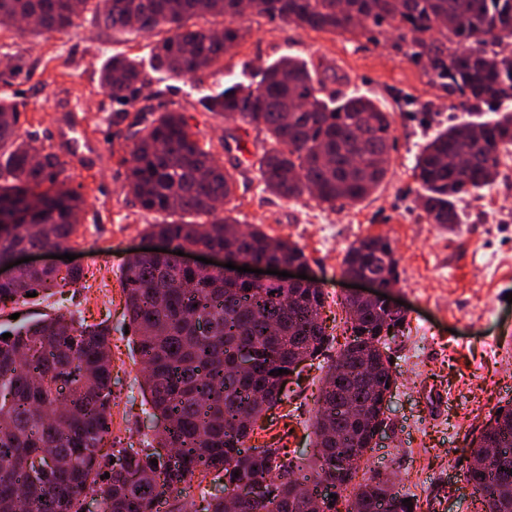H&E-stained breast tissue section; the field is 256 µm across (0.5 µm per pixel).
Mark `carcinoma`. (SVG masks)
I'll use <instances>...</instances> for the list:
<instances>
[{"label": "carcinoma", "instance_id": "1", "mask_svg": "<svg viewBox=\"0 0 512 512\" xmlns=\"http://www.w3.org/2000/svg\"><path fill=\"white\" fill-rule=\"evenodd\" d=\"M254 15L314 31L357 33L342 16L379 27L394 22L412 34L414 58L427 57L431 75L459 96L458 107H486L497 116L436 133L416 156L413 176L424 190L429 224L462 223L457 200L489 184L499 155L512 149V0H259ZM244 0H0V28L22 35L61 31L91 17L114 31L165 32L154 69L195 75L239 44ZM222 17L219 31L190 20ZM22 70L14 53L0 54V82ZM112 101L135 108L150 75L128 57L99 70ZM307 64L290 57L271 64L255 86H232L210 97L209 110L227 122L265 131L257 159L264 185L283 198L306 194L333 206L367 197L384 179L393 147L389 113L363 95L336 97ZM22 103L0 97V261L14 252L67 244L82 221L84 198L57 186L58 156L34 161L16 133ZM128 191L142 209L167 216L149 235L173 250L233 248L248 257L307 263L303 250L260 227L239 229L225 208L233 177L204 149L181 112L163 109L133 133ZM48 183L51 188L43 191ZM342 274L388 284L399 281L390 241L366 236L352 243ZM83 279L79 268H20L0 282V304L27 302L28 292L55 295ZM122 291L134 345L153 409L154 442L116 447L112 436V354L109 329L45 314L0 337V512H83L87 495L99 512H157L159 499H178L195 474H223L224 490L257 488L240 512H306L296 493L302 467L272 444L246 446L257 421L283 400L292 365L321 357L334 336L322 319L326 294L299 285L247 287L216 271L177 265L171 254L132 255ZM349 340L328 366L314 420L309 483L329 478L353 487L346 512H416L374 470L360 469L368 451L366 417L377 416L394 387L390 358L380 347L407 326L381 296H344ZM112 452L102 453L105 443ZM464 479L481 512H512V407L491 417L472 442ZM170 512H227L225 499Z\"/></svg>", "mask_w": 512, "mask_h": 512}]
</instances>
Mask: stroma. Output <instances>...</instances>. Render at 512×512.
Listing matches in <instances>:
<instances>
[{"mask_svg":"<svg viewBox=\"0 0 512 512\" xmlns=\"http://www.w3.org/2000/svg\"><path fill=\"white\" fill-rule=\"evenodd\" d=\"M238 48L193 76L153 75L139 106L165 103L183 112L216 159L235 171L230 206L242 226L261 225L275 237L298 244L327 295L322 314L337 343H345L340 302L346 248L366 236L387 237L398 260V300L407 305L408 326L388 342L396 383L387 431L368 453L371 469L391 475L395 488L417 500L420 512H475L464 480L471 442L499 407L512 405V153L501 155L496 178L465 196L462 224L448 229L426 223L421 188L413 177L415 157L441 127L461 119L455 96L431 78L427 60L410 59L411 34L388 26L353 36L315 32L279 20L249 16ZM154 35L112 32L91 21L59 33L21 37L0 31V53L19 54L23 71L0 95L23 102L17 132L32 147L52 148L62 164L65 187L86 200L83 222L71 237L67 258L54 262L82 268L86 282L103 292L87 298L84 288L65 287L66 306L55 298L0 309V332L38 312L62 311L88 322L107 320L112 350V438L137 448L152 436V410L143 395V373L132 350L121 270L134 251L147 246L154 214L141 209L125 189L126 159L133 145L134 112L98 82L99 68L115 56L149 61ZM291 56L318 70L329 88L377 99L391 116L395 147L382 183L365 199L328 206L304 196L286 200L264 187L256 162L238 161L234 146L255 144L254 127L207 112L209 95L256 81L258 72ZM85 124L96 155L83 163L62 138L72 123ZM322 371L304 364L289 377L283 402L268 414L253 445L278 443L289 455L309 459L315 437L311 419Z\"/></svg>","mask_w":512,"mask_h":512,"instance_id":"35a3bbf8","label":"stroma"}]
</instances>
